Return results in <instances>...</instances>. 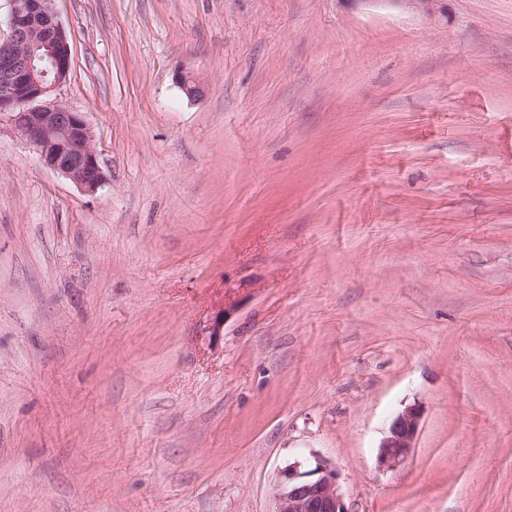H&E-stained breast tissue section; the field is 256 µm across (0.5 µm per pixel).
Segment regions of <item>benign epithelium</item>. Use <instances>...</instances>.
Masks as SVG:
<instances>
[{"instance_id": "obj_1", "label": "benign epithelium", "mask_w": 512, "mask_h": 512, "mask_svg": "<svg viewBox=\"0 0 512 512\" xmlns=\"http://www.w3.org/2000/svg\"><path fill=\"white\" fill-rule=\"evenodd\" d=\"M53 2L8 0L9 33L0 37V116H8L46 167L95 193L105 175L87 121L61 103H44L66 82L73 62ZM235 310L234 302L225 301L204 325V336L210 341L223 336L224 323ZM421 416V406L414 404L393 418L377 450L379 469L395 470L412 454ZM275 512H349L336 469L320 460L303 472L296 465L288 467L276 493Z\"/></svg>"}]
</instances>
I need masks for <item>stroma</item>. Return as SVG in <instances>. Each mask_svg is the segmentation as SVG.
<instances>
[{
    "label": "stroma",
    "instance_id": "1",
    "mask_svg": "<svg viewBox=\"0 0 512 512\" xmlns=\"http://www.w3.org/2000/svg\"><path fill=\"white\" fill-rule=\"evenodd\" d=\"M54 9L106 180L0 122V512H512V0ZM236 307L234 302L224 300V305L221 306L214 316L204 325V336L207 337L209 342L219 339L224 335V323L228 317L232 316ZM420 405H411L392 420L388 435L381 441L376 463L383 471L397 469L412 454L422 416ZM275 498V512H350L336 469L320 460L303 472L298 465L289 466Z\"/></svg>",
    "mask_w": 512,
    "mask_h": 512
}]
</instances>
